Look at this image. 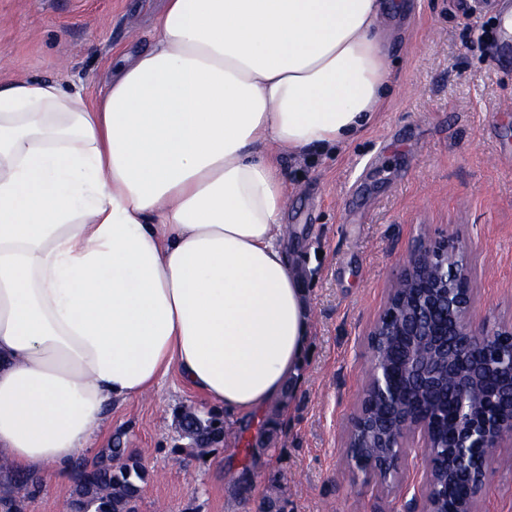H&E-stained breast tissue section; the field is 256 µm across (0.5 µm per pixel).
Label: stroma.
Segmentation results:
<instances>
[{
  "mask_svg": "<svg viewBox=\"0 0 512 512\" xmlns=\"http://www.w3.org/2000/svg\"><path fill=\"white\" fill-rule=\"evenodd\" d=\"M163 0H0V81L56 79L98 96L115 51L145 45ZM465 0H385L393 84L376 122L328 151L286 157L285 249L311 332L299 379L199 457L180 409L210 411L170 371L105 412L97 448L130 449L148 475L136 512H403L426 459L414 448L397 490L352 470L345 435L369 370L367 332L422 239L470 240L477 320H512V66L478 42ZM264 438L268 451L245 449ZM253 488L232 490L243 468Z\"/></svg>",
  "mask_w": 512,
  "mask_h": 512,
  "instance_id": "obj_1",
  "label": "stroma"
}]
</instances>
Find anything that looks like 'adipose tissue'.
Instances as JSON below:
<instances>
[{"instance_id": "ef3b65f1", "label": "adipose tissue", "mask_w": 512, "mask_h": 512, "mask_svg": "<svg viewBox=\"0 0 512 512\" xmlns=\"http://www.w3.org/2000/svg\"><path fill=\"white\" fill-rule=\"evenodd\" d=\"M382 0H166L95 100L0 83V460L69 481L170 370L232 417L297 376L284 155L365 132Z\"/></svg>"}]
</instances>
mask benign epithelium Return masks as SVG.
I'll return each instance as SVG.
<instances>
[{
  "label": "benign epithelium",
  "mask_w": 512,
  "mask_h": 512,
  "mask_svg": "<svg viewBox=\"0 0 512 512\" xmlns=\"http://www.w3.org/2000/svg\"><path fill=\"white\" fill-rule=\"evenodd\" d=\"M469 244L451 235L420 240L389 291L368 336L369 378L347 431L349 466L382 482L396 479L406 449L428 460L423 492L405 512H477L488 475L512 447V322L478 324ZM402 348L400 387L383 352ZM362 448L379 449L372 466Z\"/></svg>",
  "instance_id": "1"
}]
</instances>
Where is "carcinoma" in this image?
I'll list each match as a JSON object with an SVG mask.
<instances>
[{
  "label": "carcinoma",
  "instance_id": "carcinoma-1",
  "mask_svg": "<svg viewBox=\"0 0 512 512\" xmlns=\"http://www.w3.org/2000/svg\"><path fill=\"white\" fill-rule=\"evenodd\" d=\"M183 435L206 454L224 439V419L209 411L202 415L190 408L178 413ZM146 479L142 463L116 443L95 456L90 465L75 462L67 489L70 512H133ZM34 473H16L0 462V512H25L27 500L41 489Z\"/></svg>",
  "mask_w": 512,
  "mask_h": 512
}]
</instances>
